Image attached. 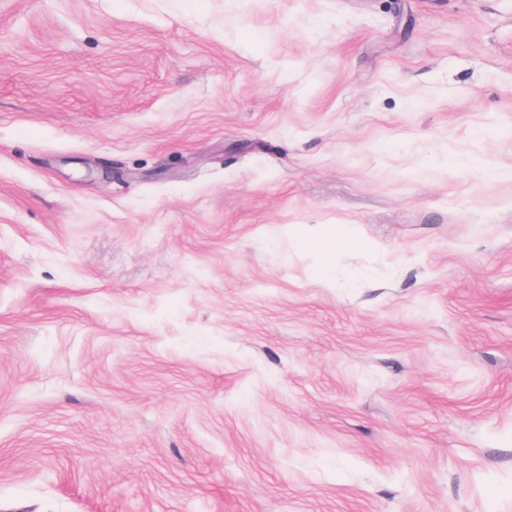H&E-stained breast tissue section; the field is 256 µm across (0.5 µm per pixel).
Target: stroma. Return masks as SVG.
Wrapping results in <instances>:
<instances>
[{"mask_svg":"<svg viewBox=\"0 0 512 512\" xmlns=\"http://www.w3.org/2000/svg\"><path fill=\"white\" fill-rule=\"evenodd\" d=\"M0 512H512V0H0ZM288 235L299 247L314 252L320 259V270L324 274H335L336 252L342 249L370 250L371 242L353 235L345 237L323 233L319 228H311L308 224H292Z\"/></svg>","mask_w":512,"mask_h":512,"instance_id":"35a3bbf8","label":"stroma"}]
</instances>
